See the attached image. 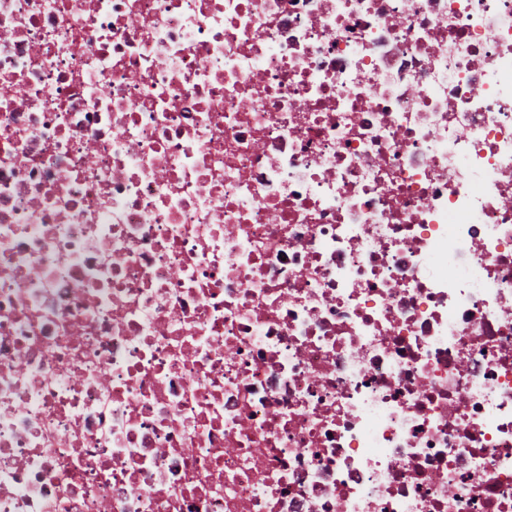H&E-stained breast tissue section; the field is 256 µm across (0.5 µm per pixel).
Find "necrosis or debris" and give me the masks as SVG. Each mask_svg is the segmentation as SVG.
<instances>
[{"mask_svg": "<svg viewBox=\"0 0 512 512\" xmlns=\"http://www.w3.org/2000/svg\"><path fill=\"white\" fill-rule=\"evenodd\" d=\"M0 512H512V0H0Z\"/></svg>", "mask_w": 512, "mask_h": 512, "instance_id": "necrosis-or-debris-1", "label": "necrosis or debris"}]
</instances>
